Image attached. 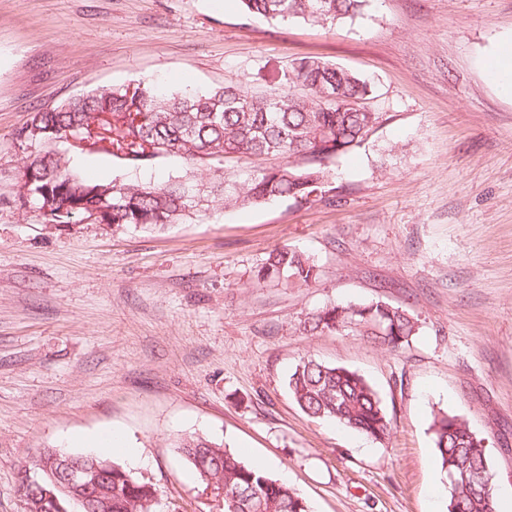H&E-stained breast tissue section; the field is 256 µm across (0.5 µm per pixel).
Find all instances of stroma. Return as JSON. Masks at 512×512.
Here are the masks:
<instances>
[{
	"instance_id": "35a3bbf8",
	"label": "stroma",
	"mask_w": 512,
	"mask_h": 512,
	"mask_svg": "<svg viewBox=\"0 0 512 512\" xmlns=\"http://www.w3.org/2000/svg\"><path fill=\"white\" fill-rule=\"evenodd\" d=\"M512 41V0H369L334 27L247 14L239 0H0V512H25L23 461L71 435L123 430L148 464L157 512H224L181 438L268 462L312 512H445L435 414L483 438L496 492L512 490V93L485 65ZM314 57L370 79L379 122L329 160L310 201L197 213L161 230L20 207L33 112L138 81L201 91L276 86ZM86 155L89 181H155ZM309 255L315 282L254 272L279 247ZM383 301L418 331L387 351L306 334L312 313ZM309 357L364 375L384 442L312 419L288 392Z\"/></svg>"
}]
</instances>
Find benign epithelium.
I'll use <instances>...</instances> for the list:
<instances>
[{"label":"benign epithelium","mask_w":512,"mask_h":512,"mask_svg":"<svg viewBox=\"0 0 512 512\" xmlns=\"http://www.w3.org/2000/svg\"><path fill=\"white\" fill-rule=\"evenodd\" d=\"M112 479V464L90 457H74L60 449H47L32 457L21 470L19 491L27 512L41 501L59 504L63 493L81 512H101L102 486Z\"/></svg>","instance_id":"benign-epithelium-1"}]
</instances>
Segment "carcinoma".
<instances>
[{"instance_id":"cac0c4a2","label":"carcinoma","mask_w":512,"mask_h":512,"mask_svg":"<svg viewBox=\"0 0 512 512\" xmlns=\"http://www.w3.org/2000/svg\"><path fill=\"white\" fill-rule=\"evenodd\" d=\"M249 14L271 20H301L333 26L360 14L368 0H239ZM336 101H322L324 92ZM371 87L349 69L319 58L297 61L280 86L261 94L241 85L209 92L168 94L153 84L105 89L36 112L16 132L19 146L35 151L21 170L19 198L45 209L55 224L96 214L94 223L161 229L196 212L257 205L275 198L308 199L328 178L325 161L357 147L377 124L365 107ZM102 112L112 113L105 127L124 165L141 169L174 155L190 169L166 182L90 183L70 165L67 152L39 150L60 142L66 130L81 132ZM41 130L37 137L29 126ZM276 157L283 164L256 169L246 177L224 163H254ZM213 174L205 180L199 169ZM315 265L283 247L272 251L257 280L307 285ZM417 321L384 302L326 307L307 318V333L348 332L385 350H396L415 335ZM288 388L299 408L312 418L343 424L374 440L388 436L381 399L361 375L304 359L289 376ZM438 463L445 475L447 512H497L485 448L468 421L440 414L433 425ZM188 462L200 479L223 491L224 512H310L290 485L245 464L222 445L202 437L181 440ZM112 494L107 512H155L157 490L112 465Z\"/></svg>"}]
</instances>
